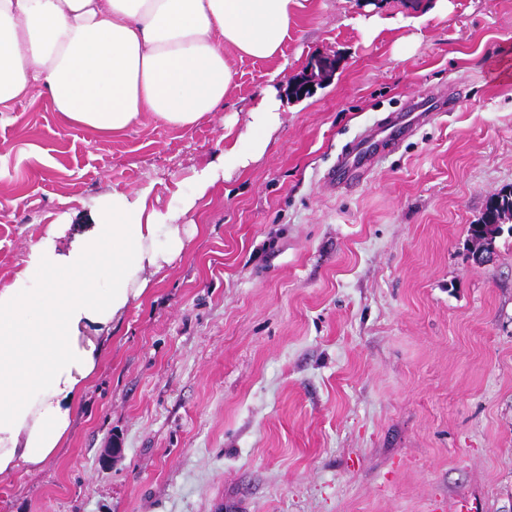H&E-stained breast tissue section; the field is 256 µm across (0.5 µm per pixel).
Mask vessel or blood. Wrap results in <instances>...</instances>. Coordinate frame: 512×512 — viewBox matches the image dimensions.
<instances>
[{
    "label": "vessel or blood",
    "mask_w": 512,
    "mask_h": 512,
    "mask_svg": "<svg viewBox=\"0 0 512 512\" xmlns=\"http://www.w3.org/2000/svg\"><path fill=\"white\" fill-rule=\"evenodd\" d=\"M434 118V113L420 112L408 122L385 123L381 125L379 133H371L354 140L345 146L342 160L335 169L329 171L328 180L341 185L362 179L370 167L393 151L405 137Z\"/></svg>",
    "instance_id": "obj_1"
}]
</instances>
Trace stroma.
Masks as SVG:
<instances>
[{
  "label": "stroma",
  "instance_id": "1",
  "mask_svg": "<svg viewBox=\"0 0 512 512\" xmlns=\"http://www.w3.org/2000/svg\"><path fill=\"white\" fill-rule=\"evenodd\" d=\"M411 2L309 0L276 58L225 48L236 82L188 127L67 126L41 88L0 106L4 283L102 196L148 185L172 205L270 79L331 64L185 216L200 233L113 330L63 447L0 478V512H512V233L488 263L466 250L512 188V0H448L418 29ZM374 15L398 25L371 35ZM452 87L455 111L326 185L347 141Z\"/></svg>",
  "mask_w": 512,
  "mask_h": 512
}]
</instances>
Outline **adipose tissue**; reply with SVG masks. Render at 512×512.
<instances>
[{
	"mask_svg": "<svg viewBox=\"0 0 512 512\" xmlns=\"http://www.w3.org/2000/svg\"><path fill=\"white\" fill-rule=\"evenodd\" d=\"M307 0H0V104L45 87L64 124L117 135L149 112L186 127L236 80L224 55L281 54ZM283 100L269 85L191 190L156 208L150 187L104 196L80 232L49 225L0 285V476L36 471L71 433L112 330L185 250L182 219L266 152Z\"/></svg>",
	"mask_w": 512,
	"mask_h": 512,
	"instance_id": "1",
	"label": "adipose tissue"
}]
</instances>
